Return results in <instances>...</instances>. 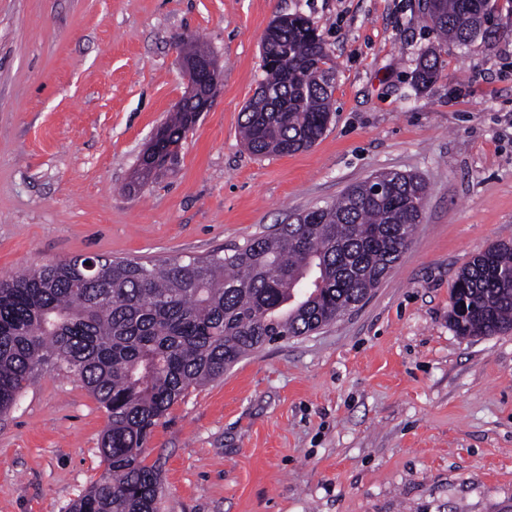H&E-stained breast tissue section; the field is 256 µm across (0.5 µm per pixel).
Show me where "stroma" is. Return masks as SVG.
Instances as JSON below:
<instances>
[{
	"label": "stroma",
	"mask_w": 512,
	"mask_h": 512,
	"mask_svg": "<svg viewBox=\"0 0 512 512\" xmlns=\"http://www.w3.org/2000/svg\"><path fill=\"white\" fill-rule=\"evenodd\" d=\"M300 14L336 68L311 148L256 156L242 110L272 20ZM497 35L437 44L419 0H0V278L76 256L202 257L373 173L424 179L423 222L369 300L189 390L143 454L159 512H512V329L457 336L451 289L512 245V0ZM220 77L148 182L186 91L182 41ZM436 47L440 74H412ZM108 418L46 367L0 415V512H68L100 479Z\"/></svg>",
	"instance_id": "obj_1"
}]
</instances>
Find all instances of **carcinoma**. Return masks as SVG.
Returning <instances> with one entry per match:
<instances>
[{
	"label": "carcinoma",
	"instance_id": "1",
	"mask_svg": "<svg viewBox=\"0 0 512 512\" xmlns=\"http://www.w3.org/2000/svg\"><path fill=\"white\" fill-rule=\"evenodd\" d=\"M492 17L491 0H434L426 15L440 40L464 45L493 36ZM262 54L271 97L245 106L246 146L258 156L306 150L331 121L324 75L335 68L325 42L308 19L283 15L266 29ZM438 75L428 50L414 83L426 88ZM191 120L177 111L164 155L142 158L139 179L176 161ZM378 177L222 254L147 264L96 257L92 272L73 257L0 280V413L50 363L78 376L107 412L105 473L69 512H157L160 472L143 450L167 411L255 349L308 336L379 287L422 221L425 184L400 171ZM451 298L457 335L512 329V245L473 255Z\"/></svg>",
	"mask_w": 512,
	"mask_h": 512
}]
</instances>
